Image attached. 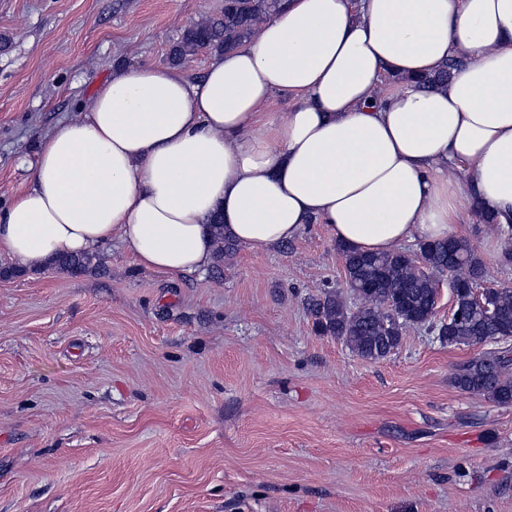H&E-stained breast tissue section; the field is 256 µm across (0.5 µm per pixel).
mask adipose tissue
I'll return each mask as SVG.
<instances>
[{"mask_svg":"<svg viewBox=\"0 0 512 512\" xmlns=\"http://www.w3.org/2000/svg\"><path fill=\"white\" fill-rule=\"evenodd\" d=\"M276 94L289 111H268ZM470 213L512 223V0H288L201 78L116 69L42 137L30 186L0 207V255L41 270L117 240L185 276L224 238L266 250L317 223L389 253Z\"/></svg>","mask_w":512,"mask_h":512,"instance_id":"obj_1","label":"adipose tissue"}]
</instances>
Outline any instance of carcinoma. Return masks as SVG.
<instances>
[{
    "instance_id": "1",
    "label": "carcinoma",
    "mask_w": 512,
    "mask_h": 512,
    "mask_svg": "<svg viewBox=\"0 0 512 512\" xmlns=\"http://www.w3.org/2000/svg\"><path fill=\"white\" fill-rule=\"evenodd\" d=\"M283 0H224L218 19L196 23L185 29L172 50L180 60L203 48L219 52L242 45L260 20L276 13ZM346 286L360 293L359 303L348 307L339 292L328 293L311 304L317 327L343 341L352 352L367 360H380L394 352L403 329L428 325L448 345L503 343L497 351L485 352L459 368L454 385L463 392L479 394L499 405H512V288L492 292L490 316L476 309L471 289L486 277V267L463 238L433 241L419 246V257L404 252L361 253L342 245ZM57 267L71 276L98 267L95 257L72 255L57 260ZM448 274L455 289L456 318L434 322L430 296L437 277Z\"/></svg>"
}]
</instances>
